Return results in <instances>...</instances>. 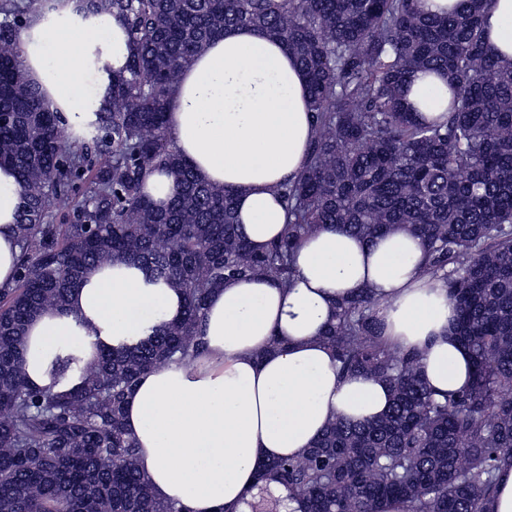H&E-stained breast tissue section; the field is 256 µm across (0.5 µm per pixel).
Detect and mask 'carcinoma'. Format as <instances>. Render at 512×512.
<instances>
[{"label": "carcinoma", "instance_id": "1", "mask_svg": "<svg viewBox=\"0 0 512 512\" xmlns=\"http://www.w3.org/2000/svg\"><path fill=\"white\" fill-rule=\"evenodd\" d=\"M87 14L121 16L135 45L109 105L71 130L24 75L19 34L45 0H0V158L23 188L14 284L0 288V512H182L153 494L136 464L125 407L141 375L205 349L207 299L232 279L288 286L306 237L342 226L372 240L397 229L421 239L425 272L446 283L453 335L469 352L471 386L440 396L414 351L383 339L379 298L342 300L324 342L340 371L386 382L387 413L330 421L302 456L259 466L249 507L265 512L270 484L303 512H490L512 466V59L488 43L490 0H460L445 16L418 0H79ZM231 26L283 42L309 82L313 133L301 174L280 188L284 233L254 252L233 197L178 154L167 109L182 70ZM416 72L448 76L441 122L406 101ZM155 171L180 190L164 204L145 192ZM82 180L72 213L58 197ZM135 262L184 295L181 316L133 344L104 348L61 373L54 394L24 378L26 329L64 309L94 265Z\"/></svg>", "mask_w": 512, "mask_h": 512}]
</instances>
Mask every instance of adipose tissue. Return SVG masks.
Masks as SVG:
<instances>
[{
	"label": "adipose tissue",
	"mask_w": 512,
	"mask_h": 512,
	"mask_svg": "<svg viewBox=\"0 0 512 512\" xmlns=\"http://www.w3.org/2000/svg\"><path fill=\"white\" fill-rule=\"evenodd\" d=\"M484 24L495 51L512 58V0H491ZM20 40L28 78L75 127L103 107L133 52L121 18L108 11L82 17L75 0L33 15ZM447 85L446 76L418 74L407 98L435 121ZM169 131L198 177L234 196L253 249L282 235L288 219L276 189L301 173L312 120L307 78L281 41L253 28L225 29L183 69ZM21 205L17 174L0 161V288L15 279ZM423 257L421 240L404 231L369 243L326 228L297 249L288 287L255 278L215 289L202 328L206 354L195 370L153 368L127 401L138 467L154 494L183 512H249L259 463L302 455L334 418L382 416L389 386L341 376L322 339L338 302L362 290L380 297L383 337L421 354L434 390H466L473 368L452 334L455 307L446 285L424 274ZM183 304L179 290L152 283L137 264L89 268L65 310H46L31 322L28 385L70 390L74 378L53 374L58 356L94 361L99 347L151 335L179 317Z\"/></svg>",
	"instance_id": "1"
}]
</instances>
